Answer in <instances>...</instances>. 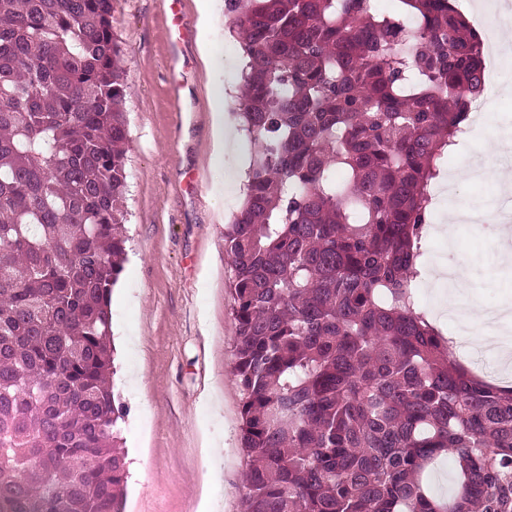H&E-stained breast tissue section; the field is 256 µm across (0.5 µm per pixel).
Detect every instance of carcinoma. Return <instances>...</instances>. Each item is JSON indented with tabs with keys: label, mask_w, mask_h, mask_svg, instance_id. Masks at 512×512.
Here are the masks:
<instances>
[{
	"label": "carcinoma",
	"mask_w": 512,
	"mask_h": 512,
	"mask_svg": "<svg viewBox=\"0 0 512 512\" xmlns=\"http://www.w3.org/2000/svg\"><path fill=\"white\" fill-rule=\"evenodd\" d=\"M225 7L256 146L224 225L241 512H512V387L415 297L429 185L485 89L476 30L450 0ZM125 87L112 0H0V512H124ZM455 476L451 460L442 457L434 463L432 470L426 476V480L430 484L432 493L446 498L452 492Z\"/></svg>",
	"instance_id": "obj_1"
}]
</instances>
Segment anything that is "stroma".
I'll use <instances>...</instances> for the list:
<instances>
[{
    "mask_svg": "<svg viewBox=\"0 0 512 512\" xmlns=\"http://www.w3.org/2000/svg\"><path fill=\"white\" fill-rule=\"evenodd\" d=\"M180 43L170 0H112L113 30L124 50L129 124L128 255L112 291V330L118 371L114 387L127 409L122 425L129 478L125 512H240L246 464L239 448L241 395L232 375L234 325L224 226L241 205L254 149L233 131L222 160L212 157V111L236 97L241 54L225 58L233 40L223 14L202 29L195 0H185ZM209 62H202L199 43ZM182 74L180 90L170 86ZM496 115L495 130L512 131V76L502 75L480 96ZM208 186L197 196L191 173ZM432 211L422 266L471 260L465 301L512 302V272L495 260L503 240L488 225H455L438 232ZM429 321L453 336L441 317L447 283L416 290Z\"/></svg>",
    "mask_w": 512,
    "mask_h": 512,
    "instance_id": "1",
    "label": "stroma"
}]
</instances>
